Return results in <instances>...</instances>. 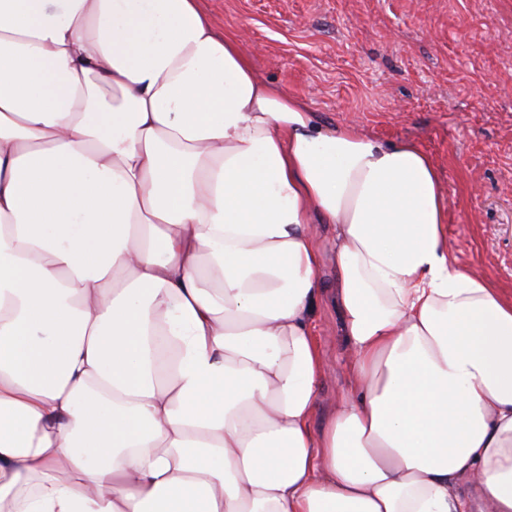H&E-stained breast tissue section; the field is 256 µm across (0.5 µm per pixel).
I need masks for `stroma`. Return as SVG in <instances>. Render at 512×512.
<instances>
[{"label":"stroma","mask_w":512,"mask_h":512,"mask_svg":"<svg viewBox=\"0 0 512 512\" xmlns=\"http://www.w3.org/2000/svg\"><path fill=\"white\" fill-rule=\"evenodd\" d=\"M238 33L257 73L307 100L327 123L411 142L434 160L451 256L512 290V0H203ZM316 337L338 369L322 408L346 386L352 351L333 309Z\"/></svg>","instance_id":"stroma-1"}]
</instances>
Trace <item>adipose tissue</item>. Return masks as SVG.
Instances as JSON below:
<instances>
[{"label":"adipose tissue","mask_w":512,"mask_h":512,"mask_svg":"<svg viewBox=\"0 0 512 512\" xmlns=\"http://www.w3.org/2000/svg\"><path fill=\"white\" fill-rule=\"evenodd\" d=\"M447 222L201 0H0V512H512V293ZM313 325L322 348L338 364V370L327 376L320 386L319 400L325 411L337 403L345 391V369L351 362L352 351L343 335L339 315L333 309L317 307L313 315Z\"/></svg>","instance_id":"1"}]
</instances>
